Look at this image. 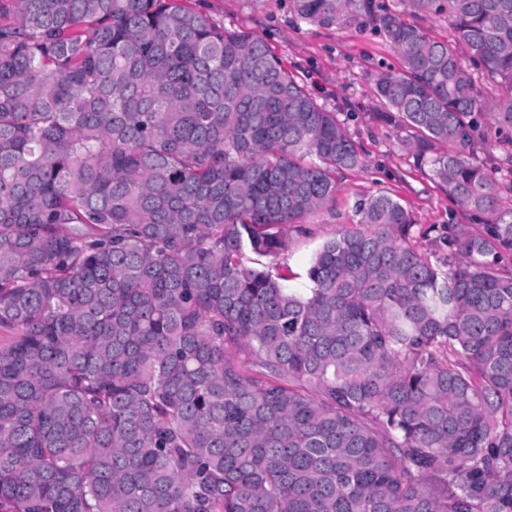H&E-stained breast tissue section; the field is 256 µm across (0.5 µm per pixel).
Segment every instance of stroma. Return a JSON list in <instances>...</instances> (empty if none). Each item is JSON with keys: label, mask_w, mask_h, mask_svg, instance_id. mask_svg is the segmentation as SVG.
I'll return each instance as SVG.
<instances>
[{"label": "stroma", "mask_w": 512, "mask_h": 512, "mask_svg": "<svg viewBox=\"0 0 512 512\" xmlns=\"http://www.w3.org/2000/svg\"><path fill=\"white\" fill-rule=\"evenodd\" d=\"M188 4L211 21L262 38L319 103L345 118L363 150L366 165L343 173L335 211L310 225L308 236L292 240L286 262L294 273L305 275L323 241L356 223V199L378 192L400 198L420 225L463 224L472 233H484L482 220L459 208L427 173L410 166L391 128L377 120L381 105L372 78L397 68L398 62L373 28L302 21L294 11V0H188Z\"/></svg>", "instance_id": "1"}]
</instances>
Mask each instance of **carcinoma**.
Instances as JSON below:
<instances>
[{
	"instance_id": "cac0c4a2",
	"label": "carcinoma",
	"mask_w": 512,
	"mask_h": 512,
	"mask_svg": "<svg viewBox=\"0 0 512 512\" xmlns=\"http://www.w3.org/2000/svg\"><path fill=\"white\" fill-rule=\"evenodd\" d=\"M412 2L454 39L295 10L379 31L377 120L485 234L380 192L293 288L288 228L365 165L338 113L180 0H0V512H512V140H474L512 0ZM474 135L479 148L478 155L488 168H493L499 164L498 159L503 155V141L512 137V128L499 129L481 118Z\"/></svg>"
}]
</instances>
